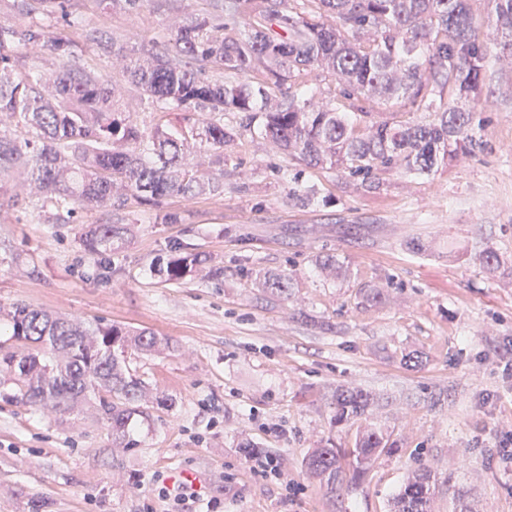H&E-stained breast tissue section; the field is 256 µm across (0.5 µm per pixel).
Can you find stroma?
Masks as SVG:
<instances>
[{"instance_id":"obj_1","label":"stroma","mask_w":512,"mask_h":512,"mask_svg":"<svg viewBox=\"0 0 512 512\" xmlns=\"http://www.w3.org/2000/svg\"><path fill=\"white\" fill-rule=\"evenodd\" d=\"M205 5L148 0L102 14L89 4L83 14L135 57ZM448 102L480 114L482 151L426 178L387 169L371 187L307 169L312 207L290 201L277 177L295 161L245 136L224 149L223 196L168 200L178 224L132 200L77 208L69 224L24 200L0 213V308L153 331L163 347L129 366L169 400L132 424L133 447L116 448L91 405L60 416L0 397V512H173L158 481L183 473L199 481L197 512H390L421 468L437 477L431 512H453L461 495L473 512H512V463L496 443L512 429L499 368L512 358V65L490 58L481 95ZM119 109L149 132L183 121L127 90ZM117 219L124 239L86 255L82 229ZM488 247L502 260L494 274L475 258ZM186 251L208 258L197 276L151 273L157 257ZM326 254L342 277L321 271ZM280 272L293 286L270 295L265 277ZM374 285L378 303L367 298ZM339 389L374 404L335 422ZM367 428L390 447L361 478L344 472L330 491L309 474L319 441L349 448ZM266 459L280 471H258Z\"/></svg>"}]
</instances>
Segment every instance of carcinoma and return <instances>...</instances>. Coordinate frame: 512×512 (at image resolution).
<instances>
[{
  "instance_id": "obj_1",
  "label": "carcinoma",
  "mask_w": 512,
  "mask_h": 512,
  "mask_svg": "<svg viewBox=\"0 0 512 512\" xmlns=\"http://www.w3.org/2000/svg\"><path fill=\"white\" fill-rule=\"evenodd\" d=\"M101 13L137 12L145 0H92ZM213 10L177 16L155 46L132 59L111 34L71 11V0H10L0 20V178H25L28 203L53 210L68 224L75 206L121 209L132 195L165 224L164 201L224 195V147L245 134L270 143L307 168L335 170L361 183L397 168L428 177L460 154L482 148L476 114L448 107V95L481 90L490 48L472 32L468 0H212ZM61 19L72 31H52ZM496 26L505 34L497 58L512 59V0H498ZM120 63L128 85L159 112L203 118L171 132L146 133L115 118L119 90L103 69L76 64L82 45ZM56 61L45 67V56ZM335 81L333 95L315 99L304 87L314 74ZM394 102L406 113H435L429 122L400 120L376 106ZM231 120L224 122V115ZM218 167L205 177L204 164ZM288 198L318 203L315 187L288 179ZM125 224H92L83 250L99 256ZM202 263L185 252L156 262L168 281ZM291 274H271L267 288L288 291ZM24 355L1 354L0 376L12 398L64 415L92 403L121 448L127 428L148 415V383L132 373L127 354L150 352L160 339L114 324L88 327L26 305L8 313ZM336 417H360L371 405L361 390L336 391ZM370 428L351 448L326 444L310 453L309 471L336 490L344 464L357 474L386 448ZM431 474L420 469L392 499L391 512H430Z\"/></svg>"
}]
</instances>
